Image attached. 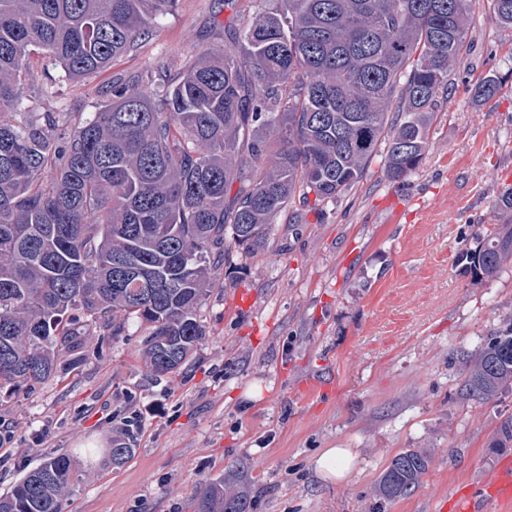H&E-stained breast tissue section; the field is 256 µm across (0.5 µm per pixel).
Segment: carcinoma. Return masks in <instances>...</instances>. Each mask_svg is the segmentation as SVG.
I'll use <instances>...</instances> for the list:
<instances>
[{
  "label": "carcinoma",
  "instance_id": "carcinoma-1",
  "mask_svg": "<svg viewBox=\"0 0 512 512\" xmlns=\"http://www.w3.org/2000/svg\"><path fill=\"white\" fill-rule=\"evenodd\" d=\"M476 0H280L224 25L167 79L162 63L112 87L86 117L27 112L30 56L80 83L133 52L176 0H0V391L79 367L88 337L149 326L142 360L156 378L188 364L213 270L264 249L295 204L318 209L359 184L384 146L388 180L416 173L435 108L448 93ZM512 28V0H492ZM499 91L481 78L474 98ZM472 278L512 266V224L464 252ZM512 386V331L469 356L466 394L488 402ZM137 431L113 442L119 467ZM512 447V416L493 442ZM397 453L375 493L410 495L429 469ZM80 481L65 455L25 473L0 512H63ZM196 512H251L248 488L206 482Z\"/></svg>",
  "mask_w": 512,
  "mask_h": 512
}]
</instances>
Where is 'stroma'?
Returning <instances> with one entry per match:
<instances>
[{"mask_svg": "<svg viewBox=\"0 0 512 512\" xmlns=\"http://www.w3.org/2000/svg\"><path fill=\"white\" fill-rule=\"evenodd\" d=\"M231 16L222 0H178L136 53L60 97L35 81L21 97L36 112L96 111L143 70L223 46ZM466 45L417 172L392 182L373 161L352 191L297 223L280 218L265 250L214 270L186 366L150 376L139 355L149 330L133 322L89 337L64 379L0 398V493L66 454L82 479L63 512H195L200 483L244 459L253 512H377L390 459L423 448L432 463L421 486L384 512H450L456 491L512 457L492 445L512 389L485 403L462 389L468 355L512 328V268L477 283L463 258L502 223L496 199L512 184V29L491 0H477ZM489 73L501 89L476 100ZM310 379L324 388L308 398L299 387ZM135 411V453L113 466L112 442ZM327 448L354 453L343 479L315 473Z\"/></svg>", "mask_w": 512, "mask_h": 512, "instance_id": "obj_1", "label": "stroma"}]
</instances>
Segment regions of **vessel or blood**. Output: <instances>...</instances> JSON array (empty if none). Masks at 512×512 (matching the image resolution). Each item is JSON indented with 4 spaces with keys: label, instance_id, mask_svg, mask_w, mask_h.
Here are the masks:
<instances>
[{
    "label": "vessel or blood",
    "instance_id": "obj_1",
    "mask_svg": "<svg viewBox=\"0 0 512 512\" xmlns=\"http://www.w3.org/2000/svg\"><path fill=\"white\" fill-rule=\"evenodd\" d=\"M456 512H512V458H505L475 486L458 492Z\"/></svg>",
    "mask_w": 512,
    "mask_h": 512
}]
</instances>
